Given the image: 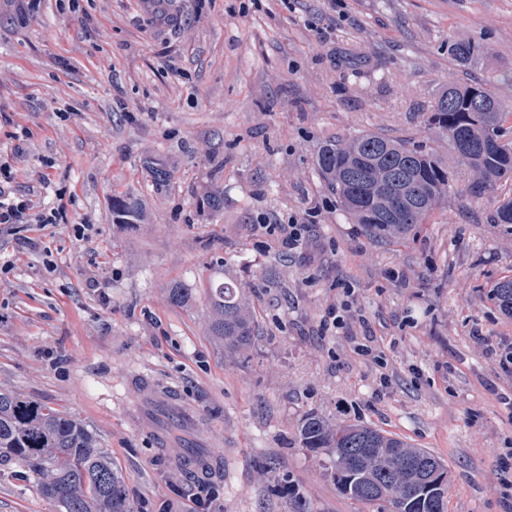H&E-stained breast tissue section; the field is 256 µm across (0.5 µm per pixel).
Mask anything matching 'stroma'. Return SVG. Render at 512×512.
Returning a JSON list of instances; mask_svg holds the SVG:
<instances>
[{"mask_svg":"<svg viewBox=\"0 0 512 512\" xmlns=\"http://www.w3.org/2000/svg\"><path fill=\"white\" fill-rule=\"evenodd\" d=\"M484 48L480 69L448 43ZM512 104V0H0V140L19 145L17 192L41 185L60 224L0 232V389L66 411L126 479L134 512H377L344 497L297 427L318 413L397 434L448 466V512H512V318L491 297L512 277V229L455 177L445 206L403 243L369 240L315 169L319 148L364 131L412 138L451 77ZM224 170L211 172L212 156ZM174 176L151 192L149 170ZM141 216L112 221V197ZM220 195L219 211L199 203ZM315 209L281 249L265 220ZM288 272L270 285L262 273ZM249 287L262 333L232 358L206 331L211 278ZM191 301L171 304L173 283ZM352 288L355 322L322 335ZM372 338L378 370L357 346ZM176 387L170 404L154 387ZM218 458L191 475L183 448ZM0 464V512H56L37 475Z\"/></svg>","mask_w":512,"mask_h":512,"instance_id":"35a3bbf8","label":"stroma"}]
</instances>
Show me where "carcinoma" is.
Here are the masks:
<instances>
[{
	"instance_id": "cac0c4a2",
	"label": "carcinoma",
	"mask_w": 512,
	"mask_h": 512,
	"mask_svg": "<svg viewBox=\"0 0 512 512\" xmlns=\"http://www.w3.org/2000/svg\"><path fill=\"white\" fill-rule=\"evenodd\" d=\"M448 54L461 66H478L482 46L452 40ZM428 125L448 137V153L469 172L468 193L493 194L512 179V105L488 83L472 78L450 81L434 99ZM315 166L336 194L341 210L376 243H398L448 201L453 178L442 159L409 139L363 132L325 143ZM153 187L169 188L173 174L150 170ZM118 224L139 217L133 197H112ZM210 335L233 356L244 355L260 332L246 289L231 277L209 283ZM501 311L512 316V278L493 288ZM192 289L175 282L169 302L182 306ZM303 447L326 451L325 466L339 492L377 504L388 512H448V467L434 453L395 434L365 424L337 425L311 412L297 428ZM16 459L39 476L40 494L57 512H132L124 476L98 437L63 410L0 391V459Z\"/></svg>"
}]
</instances>
